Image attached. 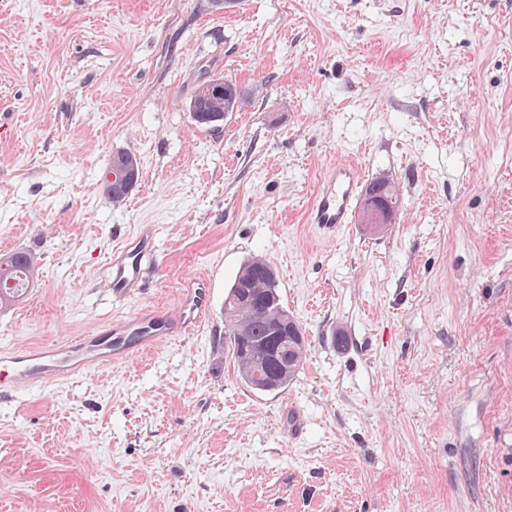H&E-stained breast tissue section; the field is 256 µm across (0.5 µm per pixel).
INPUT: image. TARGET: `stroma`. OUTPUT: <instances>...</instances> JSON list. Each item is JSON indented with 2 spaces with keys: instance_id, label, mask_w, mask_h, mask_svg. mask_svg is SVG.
<instances>
[{
  "instance_id": "35a3bbf8",
  "label": "stroma",
  "mask_w": 512,
  "mask_h": 512,
  "mask_svg": "<svg viewBox=\"0 0 512 512\" xmlns=\"http://www.w3.org/2000/svg\"><path fill=\"white\" fill-rule=\"evenodd\" d=\"M248 94L219 129L188 102ZM140 178L112 203L114 154ZM398 189L391 224L329 237L306 211L330 163ZM141 294L105 285L139 225ZM38 279L0 347L175 306L192 337L0 391V512H512V0H0V253ZM278 273L306 331L288 388L237 375L224 297ZM222 87L224 88V95L212 93L208 99H205L203 102L205 110L208 112H199L198 108L193 112V116L198 123L212 127H220V124L224 122V114L237 112L245 105L246 95L242 88L232 80H228L224 84V77H213L207 80L197 91V94H199L198 101L207 97L209 90L212 88L221 89ZM215 105L219 107L216 108ZM198 113L200 114L199 117L197 116ZM112 167H117L126 170L130 174L137 173V180L139 178V162L137 161V158L135 155L130 153H117L113 155L112 157V164L110 168V174H112L111 178H116V174L112 173ZM107 179L104 182L103 190L105 194L112 199L113 203H120L122 202L127 195L129 194V191L133 188V186L136 184V182L131 186H126L122 184H117L112 182V179Z\"/></svg>"
}]
</instances>
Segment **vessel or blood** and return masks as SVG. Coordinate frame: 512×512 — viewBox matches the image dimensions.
Masks as SVG:
<instances>
[{
    "mask_svg": "<svg viewBox=\"0 0 512 512\" xmlns=\"http://www.w3.org/2000/svg\"><path fill=\"white\" fill-rule=\"evenodd\" d=\"M354 165H331L310 209V221L327 233L350 223L359 195ZM157 251L156 227L142 224L107 263L113 296L128 297L144 288L148 265ZM210 304L202 279L185 282L175 309L155 308L113 323L95 336H76L62 344L29 346L0 354V381L18 390L81 377L95 368L128 362L160 343L195 333Z\"/></svg>",
    "mask_w": 512,
    "mask_h": 512,
    "instance_id": "vessel-or-blood-1",
    "label": "vessel or blood"
}]
</instances>
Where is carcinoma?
<instances>
[{
	"label": "carcinoma",
	"mask_w": 512,
	"mask_h": 512,
	"mask_svg": "<svg viewBox=\"0 0 512 512\" xmlns=\"http://www.w3.org/2000/svg\"><path fill=\"white\" fill-rule=\"evenodd\" d=\"M246 103L241 87L229 80L224 94H210L203 102L205 111L195 117L204 125L218 127L224 115L237 112ZM111 167L139 172L135 155L117 153ZM103 190L114 203L122 202L131 187L108 179ZM366 196L397 204V188L386 179L368 184ZM35 261L25 250L0 254V307L13 305L31 287L35 278ZM224 335L230 343L238 375L249 380V386L258 389L254 375L270 377L283 390L298 373L307 353V339L298 321L286 310L279 295L275 270L263 259L254 257L239 269L224 297ZM273 343V353L256 358L251 354L256 346Z\"/></svg>",
	"instance_id": "carcinoma-1"
}]
</instances>
